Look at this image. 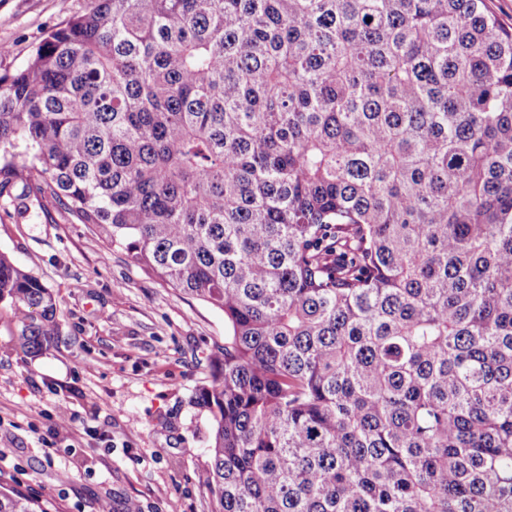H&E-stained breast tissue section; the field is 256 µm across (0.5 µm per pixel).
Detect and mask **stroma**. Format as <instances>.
Wrapping results in <instances>:
<instances>
[{"label":"stroma","instance_id":"1","mask_svg":"<svg viewBox=\"0 0 512 512\" xmlns=\"http://www.w3.org/2000/svg\"><path fill=\"white\" fill-rule=\"evenodd\" d=\"M94 0H0V77ZM0 210V252L50 288L60 336L23 354L0 304V473L57 512H211L199 481L212 419L193 392L211 379L224 315L156 278L51 197ZM66 407L59 425L48 415ZM57 450L46 459L47 446Z\"/></svg>","mask_w":512,"mask_h":512}]
</instances>
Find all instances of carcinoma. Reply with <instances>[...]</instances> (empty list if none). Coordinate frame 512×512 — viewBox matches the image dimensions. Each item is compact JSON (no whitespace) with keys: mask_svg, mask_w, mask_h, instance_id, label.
<instances>
[{"mask_svg":"<svg viewBox=\"0 0 512 512\" xmlns=\"http://www.w3.org/2000/svg\"><path fill=\"white\" fill-rule=\"evenodd\" d=\"M224 313L212 512H512V27L486 0H97L0 77V197ZM20 350L56 300L0 254ZM0 512H47L0 476Z\"/></svg>","mask_w":512,"mask_h":512,"instance_id":"carcinoma-1","label":"carcinoma"}]
</instances>
